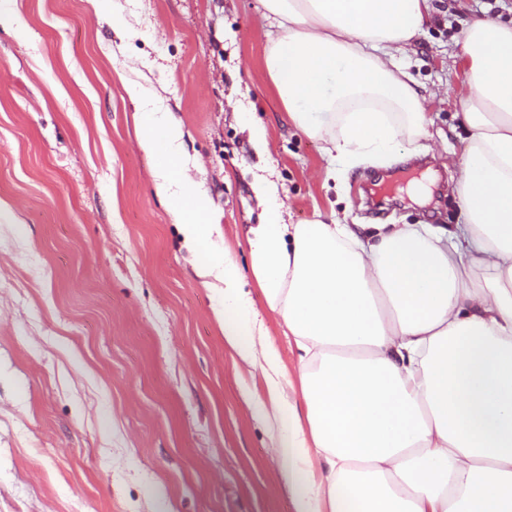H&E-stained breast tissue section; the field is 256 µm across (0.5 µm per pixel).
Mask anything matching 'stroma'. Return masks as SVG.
<instances>
[{"mask_svg":"<svg viewBox=\"0 0 512 512\" xmlns=\"http://www.w3.org/2000/svg\"><path fill=\"white\" fill-rule=\"evenodd\" d=\"M405 58L431 119L426 156L333 180L264 64L260 0H0V512H291L273 440L287 420L248 409L261 372L224 341L230 250L286 370L296 348L267 307L245 234L273 167L286 223H461L449 163L463 153L465 20L512 0H431ZM139 84L141 103L126 86ZM183 132V164L213 202L185 246L142 150L140 112ZM261 122L255 148L246 121ZM434 169L427 201L407 180Z\"/></svg>","mask_w":512,"mask_h":512,"instance_id":"obj_1","label":"stroma"}]
</instances>
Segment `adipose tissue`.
Here are the masks:
<instances>
[{
  "label": "adipose tissue",
  "mask_w": 512,
  "mask_h": 512,
  "mask_svg": "<svg viewBox=\"0 0 512 512\" xmlns=\"http://www.w3.org/2000/svg\"><path fill=\"white\" fill-rule=\"evenodd\" d=\"M431 0H261L266 70L293 124L342 178L420 151L428 114L402 59ZM470 134L459 164L463 224L286 223L277 185L247 247L268 308L298 350V396L272 341L256 339L232 253L209 271L238 320L224 338L261 370L293 512H512V24L467 21L456 43ZM141 147L186 243L209 198L179 164L178 124L147 113Z\"/></svg>",
  "instance_id": "1"
}]
</instances>
